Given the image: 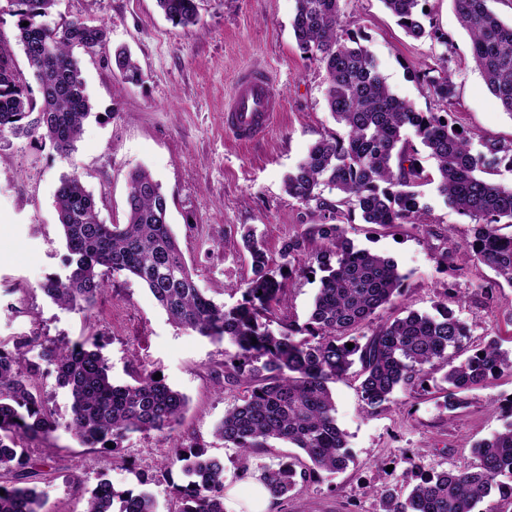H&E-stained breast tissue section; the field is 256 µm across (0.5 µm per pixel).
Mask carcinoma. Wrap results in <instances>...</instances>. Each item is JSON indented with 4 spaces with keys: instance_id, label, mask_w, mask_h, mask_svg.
Returning a JSON list of instances; mask_svg holds the SVG:
<instances>
[{
    "instance_id": "obj_1",
    "label": "carcinoma",
    "mask_w": 512,
    "mask_h": 512,
    "mask_svg": "<svg viewBox=\"0 0 512 512\" xmlns=\"http://www.w3.org/2000/svg\"><path fill=\"white\" fill-rule=\"evenodd\" d=\"M56 0H12L16 6L18 42L39 87L34 99L25 77L14 65L10 47L0 41V140L37 137L64 155L74 150L93 104L73 55L93 53L108 39L102 23L74 19L50 28L47 17ZM201 0H156L165 18L182 27L200 21ZM291 22L294 39L326 74V101L342 132L316 141L284 180L285 191L322 213V223L283 241L274 262L263 236L252 226L240 227L253 277L241 302L226 310L197 287L177 239L168 224L167 198L144 170L130 174L127 222L100 221L94 194L76 174L60 179L55 200L63 229L67 262L62 281L49 277L41 285L59 306L89 316L109 280L121 275L139 279L178 327L213 341L228 340L235 353L225 361L227 380L244 387L224 413L216 435L228 448L249 459L272 440L300 449L309 459L256 466L257 480L276 509L289 494L314 481L318 472L336 473L348 465L347 434L336 422L329 384L360 363V392L370 410L382 409L399 389L423 382L430 369L445 370L447 408L463 405L458 394L496 373L512 370V358L490 340L465 355V326L448 308L437 313L410 311L380 326L360 342L356 332L378 309L402 295L405 276L390 257L357 249L346 237L341 217L360 212L366 224L392 227L414 224L420 215V188L436 184L444 203L473 224L472 238L461 245L443 242L439 260L446 264L462 250L512 286V234L497 224H512V185L479 176L500 164L512 168V144H483L473 151L466 130L449 119L456 90L450 74L424 75L440 112H418L397 98L360 31L343 25L342 0H295ZM405 33L436 38L426 26L422 0H382ZM459 22L471 39L472 59L490 92L512 115V25L489 9L488 0H453ZM29 25H23V22ZM116 64L123 76L139 79L131 55L120 52ZM414 136L435 162L429 172L406 138ZM336 192L330 199L324 192ZM304 257V266L292 262ZM288 272H283V269ZM320 275V288L307 322L270 329L287 301L293 274ZM257 343H252V339ZM354 347L349 349L347 344ZM40 359L53 367L58 386L69 390L71 415L60 420L44 406L33 374L18 354L0 341V475L30 477L29 458L19 441L59 427L91 443L118 441L131 433H165L173 442L170 464H181L185 483L176 487L178 512H224V463L178 434L187 398L154 374L134 383L115 385L96 336L70 346L44 344ZM476 467L436 472L417 483L407 496L395 488L376 491L379 512H506L512 507V422L473 448ZM0 512H43L44 493L31 486L0 483ZM155 512L152 495L118 491L106 479L91 491L86 512Z\"/></svg>"
}]
</instances>
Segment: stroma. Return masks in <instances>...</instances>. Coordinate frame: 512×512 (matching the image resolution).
<instances>
[{"label": "stroma", "instance_id": "obj_1", "mask_svg": "<svg viewBox=\"0 0 512 512\" xmlns=\"http://www.w3.org/2000/svg\"><path fill=\"white\" fill-rule=\"evenodd\" d=\"M295 0H203L198 25L168 21L156 0H56L52 26L82 18L104 23L107 42L96 53L75 50L95 109L70 155L35 138L0 141V341L23 342L22 360L35 365L42 399L56 416L68 417L71 396L41 365L30 337L73 344L98 335L113 383H131L135 372L161 374L186 395L180 432L185 441L224 462L234 484L242 460L214 435L241 389L224 378L231 343L214 342L171 324L150 291L134 278L112 280L92 319L61 308L42 291L47 276L66 279V248L55 205L62 176L77 174L97 199L99 218L125 221L127 177L147 169L169 204V223L196 283L216 303L242 299L251 275L241 226L257 228L270 252L302 233L320 216L284 190L283 180L315 141L340 127L326 102L325 72L306 59L291 29ZM436 38L408 37L382 0H342L348 29H361L391 91L417 111L440 105L422 73L448 70L456 86L454 120L473 138L512 143V115L488 90L471 58V43L452 0H425ZM137 60L139 81L124 80L114 61L118 48ZM268 71L281 110L269 132L242 144L224 128V109L238 74ZM419 223L381 229L353 216L345 227L356 247L393 258L405 277L402 297L379 309L373 326L445 305L463 321L471 346L497 339L512 354V286L466 255L438 260L443 239H470L472 225L445 206L432 187L421 199ZM318 285L303 274L289 283L282 320L308 319ZM356 371L332 383L336 420L347 434L349 462L320 473L285 502L282 512H378L375 488L401 483L405 473L427 475L476 463L473 445L512 419V371L464 392L463 407L445 405L442 374L429 371L415 390H400L388 409L365 410ZM35 475L30 485L47 495L44 512H85L91 490L107 477L118 490H149L156 512H176L180 467L168 464L171 442L157 432L133 433L119 442L118 463L107 464L101 445L65 429L22 442Z\"/></svg>", "mask_w": 512, "mask_h": 512}]
</instances>
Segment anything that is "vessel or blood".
I'll list each match as a JSON object with an SVG mask.
<instances>
[{
	"label": "vessel or blood",
	"instance_id": "b4317fda",
	"mask_svg": "<svg viewBox=\"0 0 512 512\" xmlns=\"http://www.w3.org/2000/svg\"><path fill=\"white\" fill-rule=\"evenodd\" d=\"M281 98L267 72L246 69L238 75L233 95L224 113V127L237 141L251 142L272 127Z\"/></svg>",
	"mask_w": 512,
	"mask_h": 512
}]
</instances>
